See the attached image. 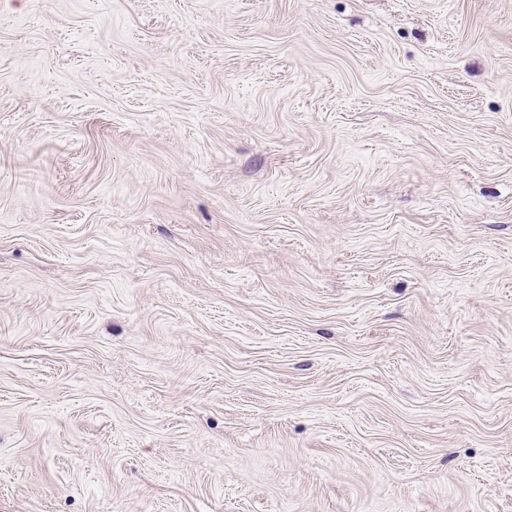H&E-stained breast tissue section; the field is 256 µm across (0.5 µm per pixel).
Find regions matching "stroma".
Instances as JSON below:
<instances>
[{
	"instance_id": "1",
	"label": "stroma",
	"mask_w": 512,
	"mask_h": 512,
	"mask_svg": "<svg viewBox=\"0 0 512 512\" xmlns=\"http://www.w3.org/2000/svg\"><path fill=\"white\" fill-rule=\"evenodd\" d=\"M0 512H512V0H0Z\"/></svg>"
}]
</instances>
